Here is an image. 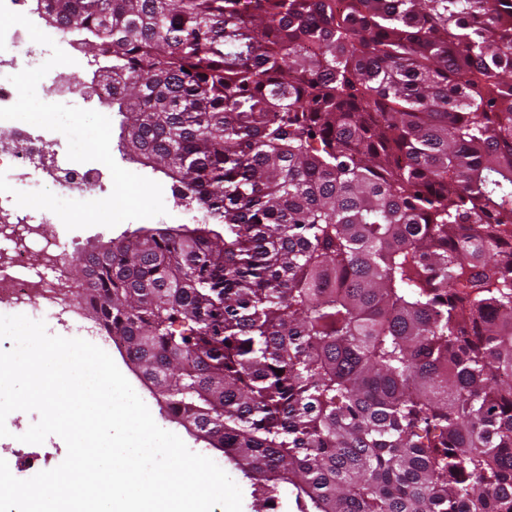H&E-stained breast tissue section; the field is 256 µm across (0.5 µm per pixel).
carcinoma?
I'll return each mask as SVG.
<instances>
[{
	"label": "carcinoma",
	"instance_id": "obj_1",
	"mask_svg": "<svg viewBox=\"0 0 512 512\" xmlns=\"http://www.w3.org/2000/svg\"><path fill=\"white\" fill-rule=\"evenodd\" d=\"M204 224L83 285L299 512H512V0H36Z\"/></svg>",
	"mask_w": 512,
	"mask_h": 512
}]
</instances>
